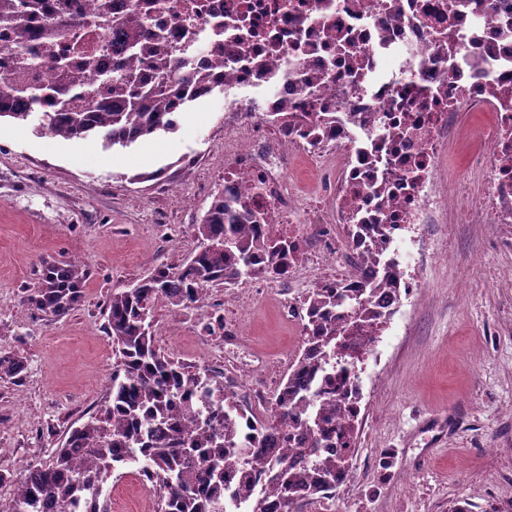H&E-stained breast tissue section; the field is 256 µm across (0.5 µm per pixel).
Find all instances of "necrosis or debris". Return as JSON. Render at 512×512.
Masks as SVG:
<instances>
[{
	"instance_id": "obj_1",
	"label": "necrosis or debris",
	"mask_w": 512,
	"mask_h": 512,
	"mask_svg": "<svg viewBox=\"0 0 512 512\" xmlns=\"http://www.w3.org/2000/svg\"><path fill=\"white\" fill-rule=\"evenodd\" d=\"M115 16L142 13L191 68L224 81V196L247 200L254 236L282 240L288 257L264 276L288 291L298 346L307 335V282L361 288L374 263H393L396 290L378 296L376 319L341 312L338 326L353 370L390 329L404 300L424 286L422 245L429 224L507 226L512 251V0H109ZM72 47L95 56L84 89L104 87L116 68L140 69L119 26L76 25ZM234 50L216 67L217 47ZM288 120H276V113ZM486 117L483 144L465 154L479 190L453 179L448 162L460 120ZM381 224V234L359 224ZM254 298L224 295L222 356L201 358L200 375L232 383L224 411L238 441L284 440L272 426L279 368L244 360Z\"/></svg>"
}]
</instances>
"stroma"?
<instances>
[{
    "instance_id": "35a3bbf8",
    "label": "stroma",
    "mask_w": 512,
    "mask_h": 512,
    "mask_svg": "<svg viewBox=\"0 0 512 512\" xmlns=\"http://www.w3.org/2000/svg\"><path fill=\"white\" fill-rule=\"evenodd\" d=\"M144 181H134V174ZM189 193L176 203L173 189ZM224 189V96L183 113L176 132L119 152L92 141L0 123V350L27 359L22 382L0 381V469L49 460L69 428L105 400L117 357L106 299L194 250L192 226ZM488 224L448 227V257L397 314L361 375L368 424L351 462L353 489L336 512H505L512 504V253ZM481 250L478 266L467 258ZM79 261V305L53 319L27 302L43 262ZM163 350L194 365L206 346L164 303L152 312ZM291 330L276 296L254 311L249 354L285 355ZM112 512H157L131 474L104 487Z\"/></svg>"
}]
</instances>
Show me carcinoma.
<instances>
[{
    "label": "carcinoma",
    "instance_id": "cac0c4a2",
    "mask_svg": "<svg viewBox=\"0 0 512 512\" xmlns=\"http://www.w3.org/2000/svg\"><path fill=\"white\" fill-rule=\"evenodd\" d=\"M42 4L44 0H0V27L12 32L15 45L26 44L29 22ZM145 23L136 13L121 21L130 50L155 64L152 86H142L141 76L133 70H116L112 97L77 90L70 80L73 66L89 69L95 60L84 56L76 61L64 48L54 55L64 71L63 81L18 89L26 103L0 102V119L29 123L39 115L44 133L63 140H98L105 151L174 131L173 109L194 101L192 88L212 83L216 91L224 83L203 71H181L184 62L169 58L162 40H147ZM252 218L246 200L228 208L224 194H218L200 222L192 225L200 242L192 256L175 269L157 267L133 287L112 292L105 304L104 330L119 362L105 401L68 432L48 463L28 466L18 479L7 469L0 470V488L12 487L0 512H108V505L100 502L103 485L115 471L132 463L154 470L163 491L159 512H227L224 484L232 476L236 490L230 501L237 508L245 502L243 512H301L303 501L336 485L338 473L349 467V456L317 462L312 477L292 467L288 458L308 457L323 446L328 438L326 416L336 414L346 398L318 390L312 397H325L322 411L301 420L302 401L297 396L310 389L313 375L331 357H336L340 371H347L337 343L336 310L350 309L364 319L375 316L368 304L374 294L392 290V266L365 289L362 302L332 288L309 290L313 330L277 404L281 420L299 427L310 447L291 448L284 440L265 448L264 477L279 490L275 504L254 493L257 476L250 469L248 451L228 447L234 431L224 426L223 405L216 401L208 408L192 409L187 391L195 382L194 373L165 356L152 331L149 317L156 302L176 312L193 306L212 285L272 270L258 267V256L274 261L285 255V246L250 236L245 226ZM87 278L88 269L80 262H47L28 303L46 317H63L81 301ZM26 367L21 354L0 351V380L18 383Z\"/></svg>",
    "mask_w": 512,
    "mask_h": 512
}]
</instances>
